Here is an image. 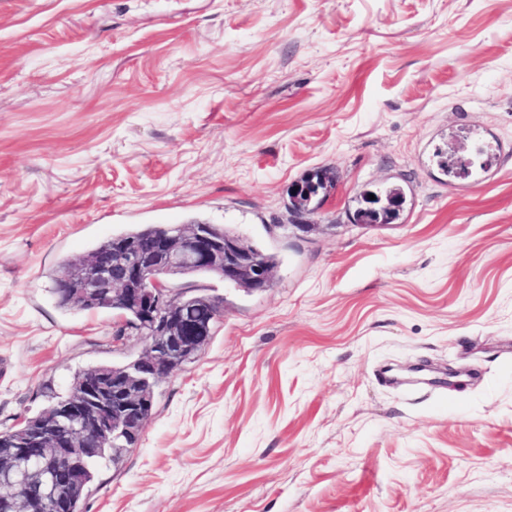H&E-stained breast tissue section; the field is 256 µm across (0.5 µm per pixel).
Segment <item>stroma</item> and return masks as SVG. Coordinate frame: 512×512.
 Masks as SVG:
<instances>
[{
	"label": "stroma",
	"mask_w": 512,
	"mask_h": 512,
	"mask_svg": "<svg viewBox=\"0 0 512 512\" xmlns=\"http://www.w3.org/2000/svg\"><path fill=\"white\" fill-rule=\"evenodd\" d=\"M468 128L500 159L452 183ZM376 185L399 218L355 223ZM193 221L273 284L201 279L209 345L84 512H512V0H0V428L143 348L60 309L56 263ZM414 364L460 375L375 376Z\"/></svg>",
	"instance_id": "35a3bbf8"
}]
</instances>
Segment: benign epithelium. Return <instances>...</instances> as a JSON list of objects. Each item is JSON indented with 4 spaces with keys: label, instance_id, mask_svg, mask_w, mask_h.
<instances>
[{
    "label": "benign epithelium",
    "instance_id": "benign-epithelium-1",
    "mask_svg": "<svg viewBox=\"0 0 512 512\" xmlns=\"http://www.w3.org/2000/svg\"><path fill=\"white\" fill-rule=\"evenodd\" d=\"M198 269L254 290L272 286V269L250 246L236 235L215 236L205 224L160 226L147 245L111 238L60 277L56 295L70 306L86 310L106 299L135 310L136 322L124 323L118 335H140L143 352L123 372L88 374L40 425L21 429L11 447L0 448V487L7 489L0 512H69L61 488L82 477L106 439H141L142 409L151 401L147 384L168 374L206 333L188 313L185 294L171 288L175 274Z\"/></svg>",
    "mask_w": 512,
    "mask_h": 512
}]
</instances>
